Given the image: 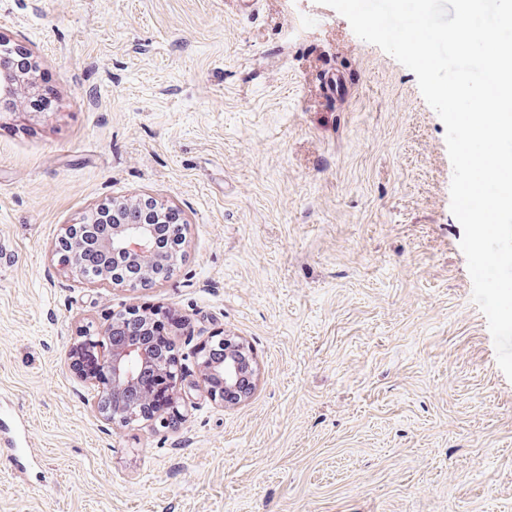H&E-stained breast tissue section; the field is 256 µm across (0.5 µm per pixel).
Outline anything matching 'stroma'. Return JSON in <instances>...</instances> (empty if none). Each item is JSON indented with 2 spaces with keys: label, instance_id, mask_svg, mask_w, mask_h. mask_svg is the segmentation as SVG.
Masks as SVG:
<instances>
[{
  "label": "stroma",
  "instance_id": "1",
  "mask_svg": "<svg viewBox=\"0 0 512 512\" xmlns=\"http://www.w3.org/2000/svg\"><path fill=\"white\" fill-rule=\"evenodd\" d=\"M53 90L0 115V512H512V381L415 74L318 0H0ZM179 213L152 287L84 284L55 243L100 204ZM172 314L179 376L240 337L261 381L105 425L69 353Z\"/></svg>",
  "mask_w": 512,
  "mask_h": 512
}]
</instances>
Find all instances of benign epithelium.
<instances>
[{
  "instance_id": "benign-epithelium-1",
  "label": "benign epithelium",
  "mask_w": 512,
  "mask_h": 512,
  "mask_svg": "<svg viewBox=\"0 0 512 512\" xmlns=\"http://www.w3.org/2000/svg\"><path fill=\"white\" fill-rule=\"evenodd\" d=\"M31 80V71L0 69V96L15 93L19 86ZM138 201L112 204V218L104 223L101 214L106 206L96 209L80 224H70L59 238L63 259L74 275L87 283L125 285L129 280L122 270L136 265L144 280H154L162 255L158 253L157 224L163 222L165 205L148 201L147 218L134 210ZM94 248L108 259L99 278L83 275L86 254ZM80 342L74 344L70 357L72 366L87 387L94 390L96 409L107 424L124 421L140 411L145 417L153 405L154 394L146 391L136 370L166 371V350L153 345L147 338L125 340L116 335V323L111 321L96 332L84 329ZM215 342L224 346V360L201 359L198 383L189 386L202 391L208 398L224 406H236L247 400L260 381L259 365L250 347L238 336H220Z\"/></svg>"
}]
</instances>
